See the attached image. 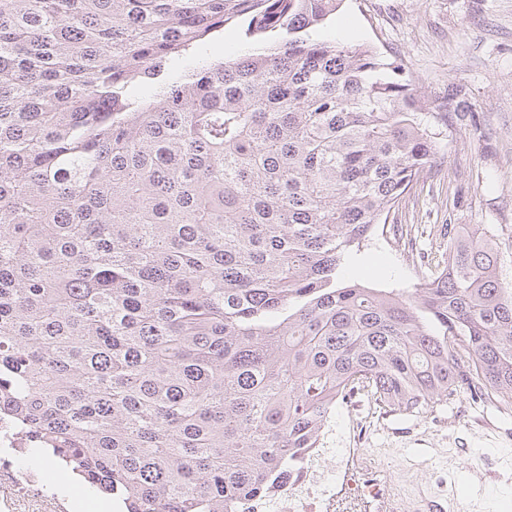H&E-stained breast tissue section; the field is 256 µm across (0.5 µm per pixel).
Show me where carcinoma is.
<instances>
[{
    "label": "carcinoma",
    "mask_w": 512,
    "mask_h": 512,
    "mask_svg": "<svg viewBox=\"0 0 512 512\" xmlns=\"http://www.w3.org/2000/svg\"><path fill=\"white\" fill-rule=\"evenodd\" d=\"M341 0H0V412L126 512H237L359 391L512 402V289L479 224L395 294L347 267L478 131ZM250 47L215 60L224 22Z\"/></svg>",
    "instance_id": "1"
}]
</instances>
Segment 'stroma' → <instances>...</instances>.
Returning <instances> with one entry per match:
<instances>
[{
  "instance_id": "1",
  "label": "stroma",
  "mask_w": 512,
  "mask_h": 512,
  "mask_svg": "<svg viewBox=\"0 0 512 512\" xmlns=\"http://www.w3.org/2000/svg\"><path fill=\"white\" fill-rule=\"evenodd\" d=\"M317 37L364 43L400 59L428 92L463 86L481 134L443 138L411 193L379 225L348 269L370 288L409 293L437 268L449 224H478L499 245L512 284V0H342ZM351 448L389 482L398 512H415L418 492L445 512H512V406L462 394L423 413L401 414L360 393L339 401L322 440Z\"/></svg>"
}]
</instances>
